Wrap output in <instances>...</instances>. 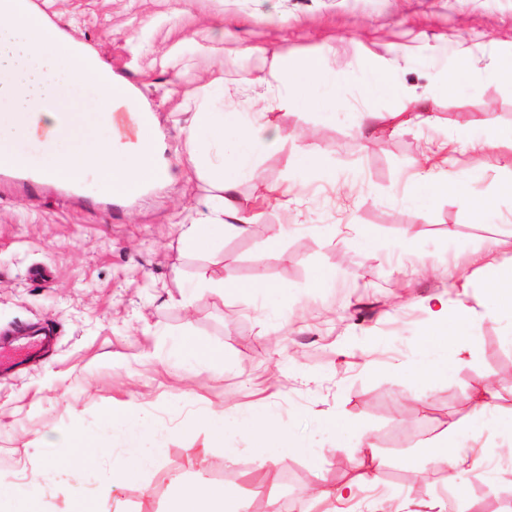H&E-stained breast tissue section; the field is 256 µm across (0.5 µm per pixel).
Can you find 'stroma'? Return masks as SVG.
I'll return each instance as SVG.
<instances>
[{
  "mask_svg": "<svg viewBox=\"0 0 512 512\" xmlns=\"http://www.w3.org/2000/svg\"><path fill=\"white\" fill-rule=\"evenodd\" d=\"M62 32L93 52L113 77L139 93L159 134L169 176L139 195L116 199L94 178L71 185L0 174V331L29 334L51 324V350L0 372V475L23 486L42 480L40 512H71L67 482L44 463L67 452L82 429L99 442L97 512H166L176 482L226 486L244 512H298L305 491L338 486L372 443L385 462L380 483L357 490L345 512H432L453 501L447 472L422 469L418 451L449 420L470 415L473 398L512 363V319L484 306L471 276L473 251L512 236V194L498 188V150L488 126L512 129V82L495 73L512 57V0H29ZM322 55L347 72L329 112L274 110L265 119L284 139L259 158L262 182L242 180L239 207L255 219L246 233L185 252L183 226L207 219L212 180L188 162L187 96L209 108L249 110L268 86L254 83L275 53ZM392 63L405 99H376L360 84L371 57ZM465 71L451 95L440 75ZM432 109L431 123H417ZM468 131L480 148L458 155L476 170L475 194L499 197L476 213L442 197L427 213L401 202L413 163L428 141ZM319 152L336 186L312 183L296 200L261 205V184L284 186L301 147ZM378 239L369 253L347 225ZM418 234L407 238L409 225ZM457 266L468 289L448 287L434 266ZM325 287H312L317 275ZM224 291H198L201 279ZM272 285L267 294L253 281ZM442 294L475 311L478 339L463 363L416 381L413 366L427 321L420 298ZM501 418L464 443L473 465L465 507L512 512V396ZM147 419L145 447L163 453L136 479L109 484L126 446L113 415ZM251 410L307 438L317 460L284 457L274 486L252 481L247 437L225 462L195 421L202 412ZM359 426L336 440L324 423Z\"/></svg>",
  "mask_w": 512,
  "mask_h": 512,
  "instance_id": "obj_1",
  "label": "stroma"
}]
</instances>
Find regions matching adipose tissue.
<instances>
[{
	"instance_id": "obj_1",
	"label": "adipose tissue",
	"mask_w": 512,
	"mask_h": 512,
	"mask_svg": "<svg viewBox=\"0 0 512 512\" xmlns=\"http://www.w3.org/2000/svg\"><path fill=\"white\" fill-rule=\"evenodd\" d=\"M344 81L342 73L326 68L321 55L312 54L298 60L290 55L277 57L275 69L269 73V82L280 87V95L267 99L258 112H204L197 111L186 135L192 146L190 161L194 166L206 169L217 182L222 195L211 217L203 224L189 225L181 234L186 250L197 252L207 243L227 234H242L252 224L253 215L239 209L236 200L237 186L241 180L259 176L258 157L264 150L276 147L283 139L278 127L263 122V113L281 108L331 109L336 105L337 90ZM222 148L219 161H212L213 145ZM293 178L289 189L296 190L311 181H335L334 171L324 158L311 149H302L292 158ZM472 177L464 171L436 172L424 167L415 170L407 181L402 196L403 203L419 212H426L440 196L454 197L458 203L478 213L496 210V196H476L470 190ZM472 264L484 287L487 306L494 311L502 309L512 313V263L499 261L493 254L477 255ZM428 312V320L421 332V343L426 347L431 337L438 336L454 343L456 352H463L468 342L475 339V321L471 308L463 303L448 306L439 296L422 299ZM500 391L483 389L474 410L463 420L449 421L443 433L426 448V461L431 468L448 471L456 484L457 498H464L466 475L470 459L459 445L460 439L474 431L478 422L493 416L497 411ZM204 428L210 443L224 445L225 458H233L235 449L229 448V440L247 435L249 450L257 463L258 479L267 481L273 477V469L285 456L314 457L315 448L305 439L284 431L277 420L254 411H241L214 416L201 413L197 419ZM113 428L121 430L127 441L125 455L112 470L113 484H121L136 478L158 457L155 448L142 445L144 427L126 417L112 420ZM78 452L66 461L49 460L54 476L68 482L75 497L72 512H96L92 498L86 492V484L97 475L93 460L98 448L95 440L80 434ZM167 512H243L237 495L224 487L197 489L177 488Z\"/></svg>"
}]
</instances>
